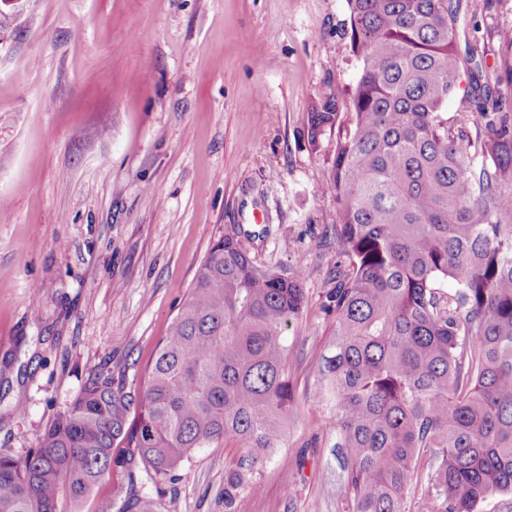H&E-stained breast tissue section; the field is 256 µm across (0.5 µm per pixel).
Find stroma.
Listing matches in <instances>:
<instances>
[{
	"mask_svg": "<svg viewBox=\"0 0 512 512\" xmlns=\"http://www.w3.org/2000/svg\"><path fill=\"white\" fill-rule=\"evenodd\" d=\"M347 0H0V452L38 447L96 374L133 387L209 248L237 234L260 266L300 273L287 334L296 408L246 512H345L316 406L339 257L323 194L336 137H306L361 64ZM512 0H461L457 48L512 113L501 47ZM240 451L204 448L153 512H228Z\"/></svg>",
	"mask_w": 512,
	"mask_h": 512,
	"instance_id": "35a3bbf8",
	"label": "stroma"
}]
</instances>
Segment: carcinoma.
<instances>
[{
    "label": "carcinoma",
    "instance_id": "1",
    "mask_svg": "<svg viewBox=\"0 0 512 512\" xmlns=\"http://www.w3.org/2000/svg\"><path fill=\"white\" fill-rule=\"evenodd\" d=\"M348 4L359 79L347 102L319 98L307 127L315 146L336 132L322 191L338 221L324 242L342 261L322 305L332 339L318 374L348 509L406 512L424 479L434 499L422 512H477L512 494V114L487 110L472 54L477 115L448 119L459 0ZM305 304L299 273L260 267L237 236L220 237L138 389L94 376L39 447L0 453V512H80L118 468L107 507L142 512L141 476L157 488L195 450L227 442L242 454L224 503L241 512L243 492L261 491L254 471L285 443L286 331Z\"/></svg>",
    "mask_w": 512,
    "mask_h": 512
}]
</instances>
